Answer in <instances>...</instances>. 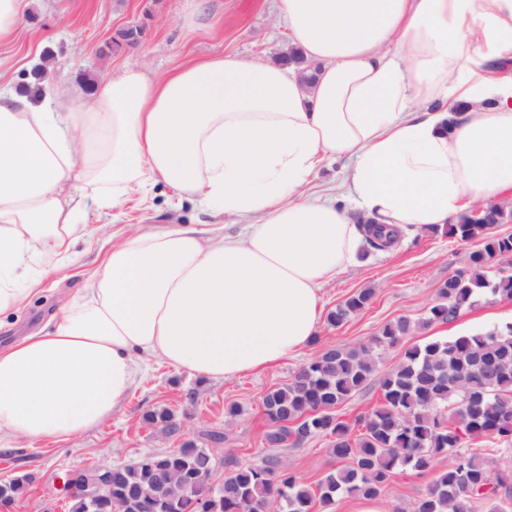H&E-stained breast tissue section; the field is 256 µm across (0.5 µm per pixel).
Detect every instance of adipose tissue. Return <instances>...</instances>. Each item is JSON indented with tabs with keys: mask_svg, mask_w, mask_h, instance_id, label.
<instances>
[{
	"mask_svg": "<svg viewBox=\"0 0 512 512\" xmlns=\"http://www.w3.org/2000/svg\"><path fill=\"white\" fill-rule=\"evenodd\" d=\"M278 17L313 80L223 55L31 93L0 58V317L71 263L90 208L134 190L161 181L239 220L136 227L51 329L0 348V450L98 426L149 361L225 380L305 347L362 244L305 190L325 159L402 232L512 196V79L489 68L512 56V0H278Z\"/></svg>",
	"mask_w": 512,
	"mask_h": 512,
	"instance_id": "1",
	"label": "adipose tissue"
}]
</instances>
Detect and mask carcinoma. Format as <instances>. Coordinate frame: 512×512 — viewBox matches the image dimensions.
Instances as JSON below:
<instances>
[{
  "mask_svg": "<svg viewBox=\"0 0 512 512\" xmlns=\"http://www.w3.org/2000/svg\"><path fill=\"white\" fill-rule=\"evenodd\" d=\"M506 219L505 210L492 208L432 230L463 242L478 239L481 248L470 254L466 269L448 275L419 326L451 322L462 309L490 297L512 299V274L488 275L495 258L512 254V236L492 232ZM362 229L368 252L399 240L384 225L367 221ZM372 298L370 290L353 293L327 312L326 324L343 325ZM412 330L411 321L401 317L368 344L329 348L263 395L268 420L263 440L276 445L293 438L290 423L331 438L334 464L316 483L268 457L236 467L214 489L203 479L210 450L185 441L165 454L114 468L109 498L92 508L76 497L69 512H143L145 505L152 512H314L316 505L342 497L375 500L405 470L417 476L437 472L413 512H473L480 496L489 501L505 485L491 462L497 445L512 443V323L409 345L393 367L379 371V351L402 343ZM373 377L380 391L377 405L352 425L342 420L336 406ZM147 420L167 435L178 430L166 410ZM480 439L493 447H470ZM446 457L448 464L440 465ZM29 484L28 476H16L0 484V496L15 501Z\"/></svg>",
  "mask_w": 512,
  "mask_h": 512,
  "instance_id": "1",
  "label": "carcinoma"
}]
</instances>
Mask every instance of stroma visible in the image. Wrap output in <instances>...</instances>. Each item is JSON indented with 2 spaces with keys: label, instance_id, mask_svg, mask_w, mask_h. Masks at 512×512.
Returning <instances> with one entry per match:
<instances>
[{
  "label": "stroma",
  "instance_id": "1",
  "mask_svg": "<svg viewBox=\"0 0 512 512\" xmlns=\"http://www.w3.org/2000/svg\"><path fill=\"white\" fill-rule=\"evenodd\" d=\"M206 30L189 25L196 0H33L15 38L0 45V56L24 59L29 68L52 66L58 84L83 77L103 78L125 65H142L156 78L191 60L224 54L246 59H274L288 42L286 30L276 23V0H210ZM154 20L147 37L136 47L102 55L115 31L138 21L146 9ZM215 217L197 201L165 185L147 196L132 194L109 215L92 217L98 228L90 245H78L73 264L50 276L29 306L15 312L11 326L0 329V346L43 328L52 315L80 288L112 245L113 233L138 224H211ZM474 241L411 230L388 251L359 255L355 264L328 282L321 291L324 309H331L354 292L374 289L371 303L337 328L321 327L318 336L279 365L256 375L232 380H204L166 363L153 361L131 391L126 406L103 423L60 443L20 444L0 450V481L25 474L27 493L13 512H69L59 488L68 470L98 465H120L139 456L179 447L192 439L210 447L222 461L212 483L220 485L234 463H251L266 455L279 458L289 471L314 482L330 466L329 440L313 436L301 444L267 448L261 435L267 427L262 397L270 388L288 382L308 360L332 348H352L370 342L382 326L401 317L417 327L404 345L382 351L380 369L392 367L405 345L484 332L512 323V300H498L463 310L450 323L420 328L419 322L435 302L440 285L450 273L465 269ZM194 399H186L187 391ZM237 416H226L230 405ZM169 409L183 429L169 437L144 419L146 413ZM220 431L224 441L209 444V431ZM429 477L397 474L381 503L387 512H411L424 494Z\"/></svg>",
  "mask_w": 512,
  "mask_h": 512
}]
</instances>
